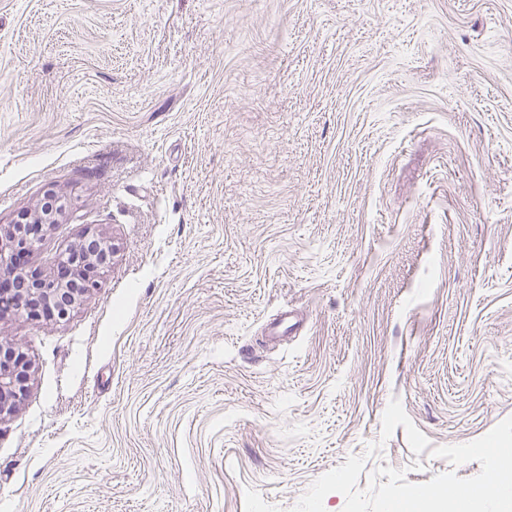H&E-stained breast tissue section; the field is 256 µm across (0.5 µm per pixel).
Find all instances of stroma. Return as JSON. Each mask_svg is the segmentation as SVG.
<instances>
[{"instance_id": "stroma-1", "label": "stroma", "mask_w": 512, "mask_h": 512, "mask_svg": "<svg viewBox=\"0 0 512 512\" xmlns=\"http://www.w3.org/2000/svg\"><path fill=\"white\" fill-rule=\"evenodd\" d=\"M50 188L29 269L116 252L67 317H0L32 365L0 512L480 473L381 431L394 398L435 447L512 417V0H0V225Z\"/></svg>"}]
</instances>
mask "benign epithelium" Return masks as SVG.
Segmentation results:
<instances>
[{"mask_svg":"<svg viewBox=\"0 0 512 512\" xmlns=\"http://www.w3.org/2000/svg\"><path fill=\"white\" fill-rule=\"evenodd\" d=\"M66 202L58 192L51 190L46 198L21 214L18 221L0 226V272L9 276L13 269V255L33 250L40 233L31 228L59 223ZM111 257L103 244L94 251L75 246L64 264L71 270L67 279L45 277L37 272L24 273L27 288L21 292L0 288V316L12 314L37 323L43 308L53 305L58 317H65L71 308L97 286L99 272ZM30 362L18 347L0 345V416L12 411L26 393Z\"/></svg>","mask_w":512,"mask_h":512,"instance_id":"7a95c632","label":"benign epithelium"}]
</instances>
